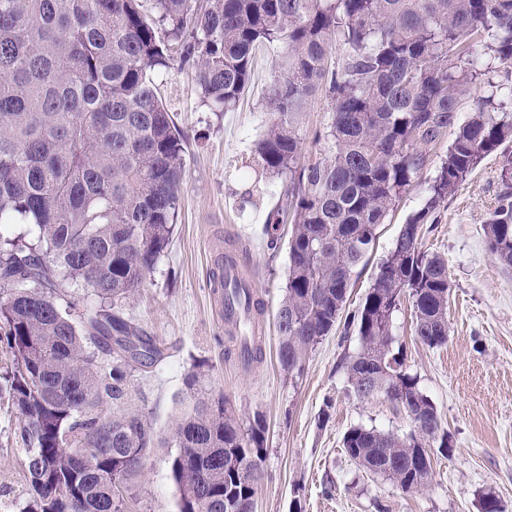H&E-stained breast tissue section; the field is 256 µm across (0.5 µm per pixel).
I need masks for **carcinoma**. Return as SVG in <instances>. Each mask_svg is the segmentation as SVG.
<instances>
[{
  "mask_svg": "<svg viewBox=\"0 0 512 512\" xmlns=\"http://www.w3.org/2000/svg\"><path fill=\"white\" fill-rule=\"evenodd\" d=\"M275 44L255 165L281 178L270 229L289 225L288 282L276 312L277 358L299 374L336 330L352 273L379 226L427 166L423 148L458 132L425 204L403 224L349 317L360 350L346 380L382 397L413 432L354 426L342 447L404 493L429 487L431 448L452 441L436 407L394 352L393 315L412 305L413 336L448 342V265L423 248L441 205L491 152L512 140L492 97L458 123L461 102L494 69H512V0H0V341L30 483L19 512H130L155 448L169 459L176 512H229L264 480L265 422L244 417L200 367L185 376L191 406L155 429L136 375L169 347L125 313L168 249L186 136L157 94L153 71L194 68L203 100L236 107L259 47ZM342 67L329 63L333 44ZM321 91L332 102L314 133L324 156H301L299 118ZM505 191L484 225L512 266V156ZM27 229L13 234L9 226ZM248 318L244 282L214 277ZM90 302L79 313L64 285ZM238 353L259 362L243 337Z\"/></svg>",
  "mask_w": 512,
  "mask_h": 512,
  "instance_id": "carcinoma-1",
  "label": "carcinoma"
}]
</instances>
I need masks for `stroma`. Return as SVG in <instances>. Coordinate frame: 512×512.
Here are the masks:
<instances>
[{
    "label": "stroma",
    "instance_id": "35a3bbf8",
    "mask_svg": "<svg viewBox=\"0 0 512 512\" xmlns=\"http://www.w3.org/2000/svg\"><path fill=\"white\" fill-rule=\"evenodd\" d=\"M276 50L256 53L250 83L237 106L212 111L203 103L189 68L160 77V94L186 134L185 174L178 220L167 253L138 296L125 306L151 335L173 350L137 383L148 397L156 429L179 415L184 378L203 364L208 385L223 391L246 414L266 422L265 482L257 512H479L493 494L512 512V267L489 249L484 225L503 190V159L485 156L440 208L425 249L448 264L447 344L429 348L412 336L410 303L394 314V333L407 371L435 405L453 441L450 456L435 455L431 486L405 494L382 476L362 470L343 451L344 433L362 425L409 433L405 413L387 400L351 394L342 368L359 350L355 332L337 328L310 354L299 377L288 376L277 354L274 314L288 281V243L270 249L264 232L280 203L279 178L258 171L252 147L269 114L265 108ZM331 110L324 94L308 102L300 124L302 155L322 156L312 141ZM441 141L428 151L420 178L380 226L369 262L352 277L345 306L354 313L365 299L378 263L392 249L402 224L417 211L448 151ZM253 205L240 204L245 189ZM242 256L266 325L262 362L244 367L237 341L219 312L212 273L222 254ZM19 419L0 381V512H18L29 481L22 461ZM170 449H156L137 490L133 512H176Z\"/></svg>",
    "mask_w": 512,
    "mask_h": 512
}]
</instances>
